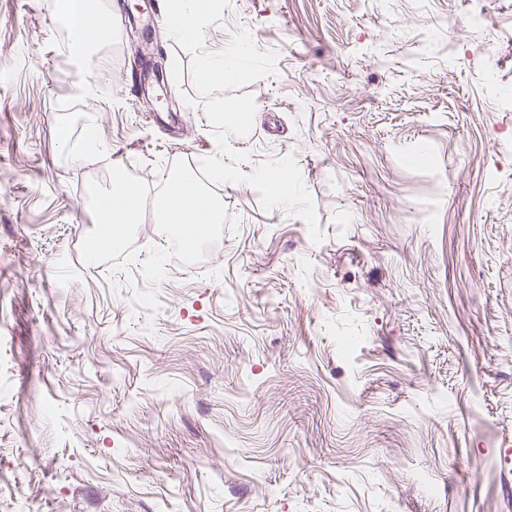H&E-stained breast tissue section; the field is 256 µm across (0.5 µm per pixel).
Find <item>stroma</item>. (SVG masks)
<instances>
[{"mask_svg":"<svg viewBox=\"0 0 512 512\" xmlns=\"http://www.w3.org/2000/svg\"><path fill=\"white\" fill-rule=\"evenodd\" d=\"M57 2L0 0V512H512V0H236L206 49L277 58L230 143L295 157L322 242L207 181L194 250L154 212L96 255L101 166L217 145L164 22L175 110L108 72L150 0L90 64Z\"/></svg>","mask_w":512,"mask_h":512,"instance_id":"obj_1","label":"stroma"}]
</instances>
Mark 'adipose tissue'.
<instances>
[{
    "instance_id": "1",
    "label": "adipose tissue",
    "mask_w": 512,
    "mask_h": 512,
    "mask_svg": "<svg viewBox=\"0 0 512 512\" xmlns=\"http://www.w3.org/2000/svg\"><path fill=\"white\" fill-rule=\"evenodd\" d=\"M171 200L164 215L170 233L184 241L203 237L210 225L220 223L223 217L221 202L206 195L191 179L176 176L170 181ZM142 216L140 192L137 185L121 183L111 196L99 204L97 220L100 232L92 250L119 243L129 227L139 223Z\"/></svg>"
}]
</instances>
